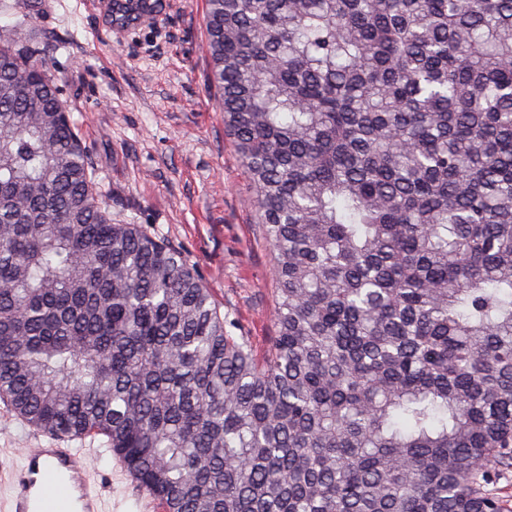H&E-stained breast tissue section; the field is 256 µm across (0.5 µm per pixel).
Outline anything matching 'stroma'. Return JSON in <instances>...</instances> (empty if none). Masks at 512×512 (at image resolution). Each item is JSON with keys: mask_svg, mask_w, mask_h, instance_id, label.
I'll list each match as a JSON object with an SVG mask.
<instances>
[{"mask_svg": "<svg viewBox=\"0 0 512 512\" xmlns=\"http://www.w3.org/2000/svg\"><path fill=\"white\" fill-rule=\"evenodd\" d=\"M206 10L205 0H158L155 21L117 37L93 0H44L33 23L102 205L180 251L233 335L261 354L275 334L273 254L208 86ZM47 443L0 401V498L19 450ZM96 478L112 512H142L143 492L111 454L99 458Z\"/></svg>", "mask_w": 512, "mask_h": 512, "instance_id": "1", "label": "stroma"}]
</instances>
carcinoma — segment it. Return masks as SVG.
I'll list each match as a JSON object with an SVG mask.
<instances>
[{
    "instance_id": "carcinoma-1",
    "label": "carcinoma",
    "mask_w": 512,
    "mask_h": 512,
    "mask_svg": "<svg viewBox=\"0 0 512 512\" xmlns=\"http://www.w3.org/2000/svg\"><path fill=\"white\" fill-rule=\"evenodd\" d=\"M272 247L259 358L102 207L28 21L0 26V399L166 512H512V0H207Z\"/></svg>"
}]
</instances>
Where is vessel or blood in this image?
<instances>
[{
  "label": "vessel or blood",
  "instance_id": "1",
  "mask_svg": "<svg viewBox=\"0 0 512 512\" xmlns=\"http://www.w3.org/2000/svg\"><path fill=\"white\" fill-rule=\"evenodd\" d=\"M97 448H24L8 512H104L94 479Z\"/></svg>",
  "mask_w": 512,
  "mask_h": 512
}]
</instances>
